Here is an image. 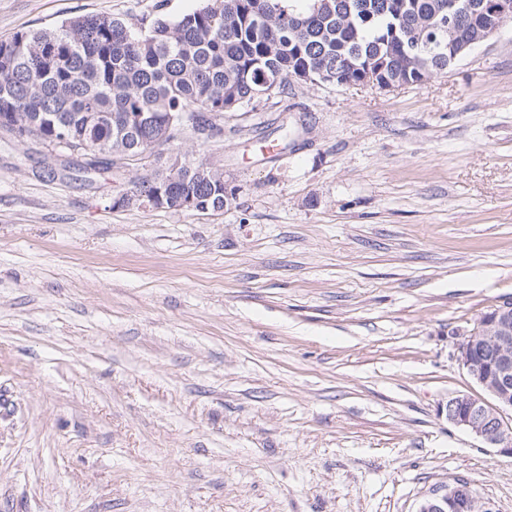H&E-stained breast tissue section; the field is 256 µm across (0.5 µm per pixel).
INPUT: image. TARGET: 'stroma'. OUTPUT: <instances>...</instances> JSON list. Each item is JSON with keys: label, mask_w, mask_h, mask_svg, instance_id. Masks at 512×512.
I'll return each instance as SVG.
<instances>
[{"label": "stroma", "mask_w": 512, "mask_h": 512, "mask_svg": "<svg viewBox=\"0 0 512 512\" xmlns=\"http://www.w3.org/2000/svg\"><path fill=\"white\" fill-rule=\"evenodd\" d=\"M206 3L0 0V39ZM179 151L235 202L116 208L152 157L86 174L0 131V512H417L457 478L512 512V458L438 413L512 299V22L424 84L294 80Z\"/></svg>", "instance_id": "obj_1"}]
</instances>
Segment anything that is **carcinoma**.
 Segmentation results:
<instances>
[{
    "label": "carcinoma",
    "instance_id": "1",
    "mask_svg": "<svg viewBox=\"0 0 512 512\" xmlns=\"http://www.w3.org/2000/svg\"><path fill=\"white\" fill-rule=\"evenodd\" d=\"M210 0L176 20L133 30L83 15L54 30L0 40V130L64 144L101 172L115 157L172 146L187 131L282 90L302 71L310 83L421 85L448 72L451 0ZM156 207L195 199L222 209L224 169L207 157L131 183Z\"/></svg>",
    "mask_w": 512,
    "mask_h": 512
}]
</instances>
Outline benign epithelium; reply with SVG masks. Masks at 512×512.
Returning a JSON list of instances; mask_svg holds the SVG:
<instances>
[{
	"label": "benign epithelium",
	"mask_w": 512,
	"mask_h": 512,
	"mask_svg": "<svg viewBox=\"0 0 512 512\" xmlns=\"http://www.w3.org/2000/svg\"><path fill=\"white\" fill-rule=\"evenodd\" d=\"M460 11L448 16V28L459 19L470 17L469 42L460 44L448 55V64L457 60L468 43L486 41L512 16V0H466ZM458 360L466 374L483 393L475 397L462 393L448 398L439 413L449 423L464 429L488 447L512 457V301L482 315L477 327L458 345ZM418 512H496L494 504L474 493L470 481L458 478L450 485L431 487L423 497Z\"/></svg>",
	"instance_id": "benign-epithelium-1"
}]
</instances>
